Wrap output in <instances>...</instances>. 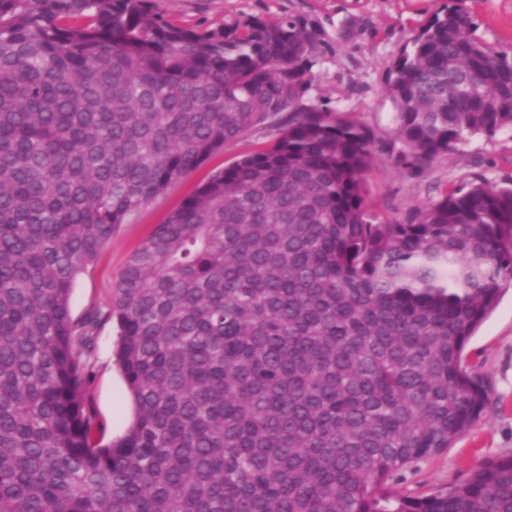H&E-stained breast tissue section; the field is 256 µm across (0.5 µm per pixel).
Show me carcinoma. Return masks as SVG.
I'll list each match as a JSON object with an SVG mask.
<instances>
[{
  "mask_svg": "<svg viewBox=\"0 0 512 512\" xmlns=\"http://www.w3.org/2000/svg\"><path fill=\"white\" fill-rule=\"evenodd\" d=\"M316 52L290 18L0 0V512H512V455L391 495L487 405L463 352L512 288V187L378 218L372 132L301 104ZM387 92L410 175L512 129V55L460 0ZM284 112L130 257L108 317L134 420L103 442L78 277L117 225Z\"/></svg>",
  "mask_w": 512,
  "mask_h": 512,
  "instance_id": "obj_1",
  "label": "carcinoma"
}]
</instances>
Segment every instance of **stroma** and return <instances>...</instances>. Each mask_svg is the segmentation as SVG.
<instances>
[{
  "label": "stroma",
  "mask_w": 512,
  "mask_h": 512,
  "mask_svg": "<svg viewBox=\"0 0 512 512\" xmlns=\"http://www.w3.org/2000/svg\"><path fill=\"white\" fill-rule=\"evenodd\" d=\"M447 0H152L154 12L186 27L233 23L250 16L268 20L297 18L314 32L317 61L302 102L366 126L375 135L368 194L383 219L405 220L411 211L436 200L447 188L486 180L512 186V130L474 135L421 176L398 169L389 148L394 137V107L387 84L395 62L429 18ZM476 34L497 51H512V0H464ZM276 126L247 132L225 145L203 166L174 181L131 220L118 225L98 258L77 280L71 295L74 318L108 311L115 286L133 252L182 199L213 172L246 151L273 139ZM115 321L96 330L90 404L106 434L124 429L130 418L113 356ZM466 367L488 387L486 409L468 432L446 450L424 458L394 482L399 496H425L461 483L485 460L512 454V288L471 338L463 353Z\"/></svg>",
  "instance_id": "35a3bbf8"
}]
</instances>
